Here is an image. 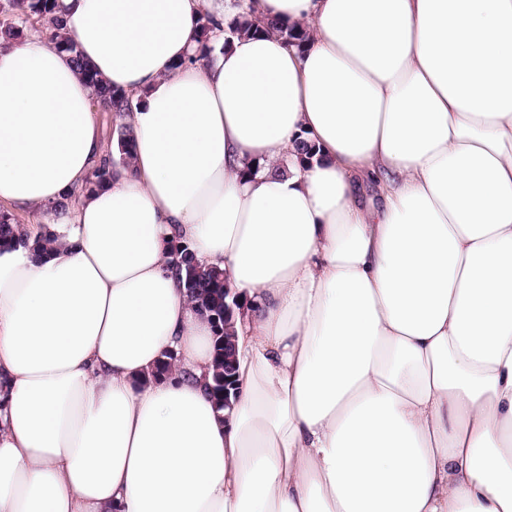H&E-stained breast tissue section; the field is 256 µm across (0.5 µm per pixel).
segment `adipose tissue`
Instances as JSON below:
<instances>
[{
	"label": "adipose tissue",
	"mask_w": 512,
	"mask_h": 512,
	"mask_svg": "<svg viewBox=\"0 0 512 512\" xmlns=\"http://www.w3.org/2000/svg\"><path fill=\"white\" fill-rule=\"evenodd\" d=\"M59 5L140 105L84 192L103 102L0 44V206L38 218L0 250V512H512V0H254L307 45L198 59L238 0ZM174 239L245 305L232 408ZM116 134L115 144L118 150L116 158L111 157L100 164L93 172L92 179L85 186L87 190H93L103 187L112 177V166L118 164H127L133 147V130L127 125H117L113 131V137Z\"/></svg>",
	"instance_id": "1"
}]
</instances>
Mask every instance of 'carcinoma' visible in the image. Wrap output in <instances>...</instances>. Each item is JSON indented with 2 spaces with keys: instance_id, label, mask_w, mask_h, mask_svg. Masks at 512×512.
<instances>
[{
  "instance_id": "carcinoma-1",
  "label": "carcinoma",
  "mask_w": 512,
  "mask_h": 512,
  "mask_svg": "<svg viewBox=\"0 0 512 512\" xmlns=\"http://www.w3.org/2000/svg\"><path fill=\"white\" fill-rule=\"evenodd\" d=\"M0 14L8 17V22L0 25V40L14 41L22 38L25 30L35 23H41V33L46 38L71 54L73 62L82 71L88 83L93 87L96 98L104 103L106 116L103 125L106 132L116 134L115 144L117 157H111L100 164L93 172L85 189L91 190L105 185L112 177V166L128 163L133 147V130L127 125L112 127V115L133 111V103L129 94L118 88L102 84L97 74L91 70L78 53V42L75 36L62 32L63 18L56 11V0H0ZM215 23L208 14L199 19L197 53L207 54L209 42ZM233 34L256 32L272 33L288 44L300 48L310 38V30L302 25L267 20L259 24L250 18V11L242 7V12L227 25ZM14 222L6 212L0 213V248L26 244V239L14 232ZM174 269L186 296L194 303L201 314L207 316L215 331L214 360L212 373V396L219 406L224 408V376H234L236 358L234 351V320L235 315L224 313V273L213 268H205L195 253L186 245L179 244L177 257L173 260Z\"/></svg>"
}]
</instances>
